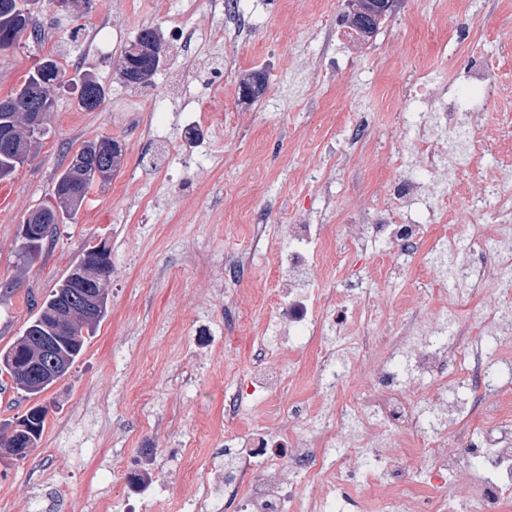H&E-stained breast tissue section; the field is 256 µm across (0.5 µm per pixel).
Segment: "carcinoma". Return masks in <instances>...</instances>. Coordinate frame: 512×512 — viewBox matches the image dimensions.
<instances>
[{
  "label": "carcinoma",
  "mask_w": 512,
  "mask_h": 512,
  "mask_svg": "<svg viewBox=\"0 0 512 512\" xmlns=\"http://www.w3.org/2000/svg\"><path fill=\"white\" fill-rule=\"evenodd\" d=\"M21 7L19 16H6L0 14V33L14 32L17 40L28 36L36 39L40 35L34 17L53 9L58 0H17ZM376 0H357L356 6L360 12L361 22L354 24L366 36L371 35L378 28L382 15L375 11ZM157 30L145 27L138 31L135 39L126 47L120 62L129 63L136 68L154 74L160 56H141L138 47L149 41ZM80 92L78 106L87 112H94L101 108L105 100V89L92 76L84 74L79 76ZM64 82V75L55 60L45 58L33 72L29 73L20 88L10 95L0 98V131H14L12 145L8 148L0 147V179L12 175L19 166L23 165L29 156L31 146L36 140L46 135V132L32 134L26 123L24 110L27 105L29 92L42 86L44 90L43 105L46 111H51L54 105V92ZM242 94L249 99L260 97L265 89L264 75L260 71H253L243 79L240 85ZM81 164L70 162L56 177L52 189V198L55 203L39 208L45 215L46 224L43 229L34 230L30 235H21L18 238L17 255L23 265L32 266L44 253L47 244L57 235L58 224H65L74 220L82 206L86 187L95 183L97 170L101 160L109 165L108 178H113L122 165L123 148L119 141L110 138H100L86 141L76 149ZM111 251L107 241L100 240L97 244L88 247L81 258L72 266L67 275L61 278L41 303L37 304V312L27 324L23 334L19 336L8 348L0 351V374H6L13 383V388L31 398L48 390L55 380L39 379L30 376L22 370L23 360L28 355L32 345L41 336L61 335L57 347V359L63 362L60 376H65L73 367L83 352L85 333L93 331L95 326L104 318L108 309V292H103L95 312L88 318L78 314L72 315L65 310L63 303L80 291L75 275L85 268L95 269L100 263L105 266L100 269L102 277L89 284L91 288H107V277L112 274ZM48 406L44 403L29 408L22 420L37 429V433H22L24 438H32L33 447H39L45 428Z\"/></svg>",
  "instance_id": "cac0c4a2"
}]
</instances>
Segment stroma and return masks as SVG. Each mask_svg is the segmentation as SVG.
<instances>
[{
    "instance_id": "35a3bbf8",
    "label": "stroma",
    "mask_w": 512,
    "mask_h": 512,
    "mask_svg": "<svg viewBox=\"0 0 512 512\" xmlns=\"http://www.w3.org/2000/svg\"><path fill=\"white\" fill-rule=\"evenodd\" d=\"M237 9L241 29L229 41L211 0H75L42 15V43L0 53V98L45 57L67 76L48 134L0 180L8 193L0 206V350L88 246L106 241L112 258L106 316L39 397L49 408L39 447L22 461L0 454V512H125L134 500L141 512H194L205 483L224 482L225 434L250 432L277 405L310 414L374 398L373 374L392 362L397 343L469 352L449 356L442 406L432 378L404 368L426 416L463 405L512 410V369L499 361L512 352V334L471 321L477 309L512 322L500 291L479 287L472 309L450 307L437 288L453 264L447 253L423 241L404 260L385 237L355 241L347 232L352 218L390 208L394 181L427 176L414 160L425 150L417 124L427 107L407 97L426 65L436 85L453 82L479 115L487 148L465 154L463 167L496 179L512 156V0H397L372 36L351 42L336 36L349 0H238ZM150 26L164 34L163 63L151 85H126L117 63ZM181 29L194 34L183 46L173 38ZM478 58L498 69L496 103L467 88ZM253 70L266 77L254 101L239 91ZM84 73L105 89L101 110L77 106L74 80ZM104 137L124 147L120 172L61 225L42 260L20 267L22 222L49 202L67 150ZM479 182L454 180L446 214L421 205L405 222L431 225L437 237L448 217L465 236L475 224L495 232L493 203L471 207ZM292 224L327 240L300 278L310 310L349 341L334 359L347 378L328 391L317 384L324 334L279 315ZM238 264L243 275L225 284V268ZM264 350L273 354L269 376H284V385L262 386L226 417V401ZM426 439L420 428L389 426L367 438L340 424L335 454L356 449L360 477L332 493L326 512H381L382 495L408 491L410 445ZM446 440L459 461L439 496L444 512H459L482 473L455 421ZM143 469L145 486L131 479Z\"/></svg>"
}]
</instances>
